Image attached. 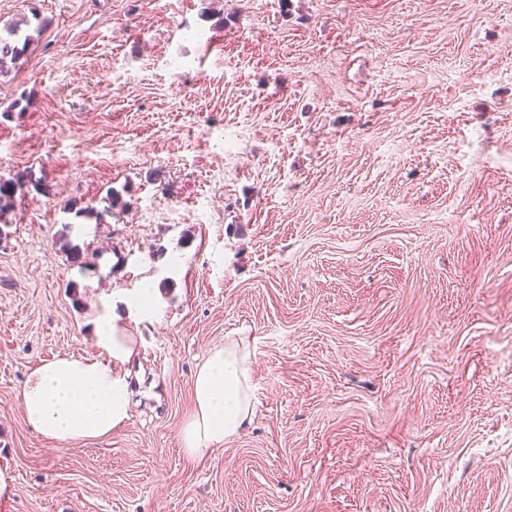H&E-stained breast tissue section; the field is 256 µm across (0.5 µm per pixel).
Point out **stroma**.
Wrapping results in <instances>:
<instances>
[{"instance_id": "35a3bbf8", "label": "stroma", "mask_w": 512, "mask_h": 512, "mask_svg": "<svg viewBox=\"0 0 512 512\" xmlns=\"http://www.w3.org/2000/svg\"><path fill=\"white\" fill-rule=\"evenodd\" d=\"M17 22L0 176L48 192L0 243L9 512H512V0H0ZM107 298L129 414L60 446L19 393L102 358ZM240 336L253 421L190 460L193 374Z\"/></svg>"}]
</instances>
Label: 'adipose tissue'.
<instances>
[{
  "label": "adipose tissue",
  "instance_id": "1",
  "mask_svg": "<svg viewBox=\"0 0 512 512\" xmlns=\"http://www.w3.org/2000/svg\"><path fill=\"white\" fill-rule=\"evenodd\" d=\"M96 342L106 359L57 357L42 362L20 391L27 424L43 438L76 444L111 436L127 417V397L115 362L136 352V339L103 303ZM249 350L240 341L213 346L193 376V411L179 435L184 453L199 460L251 422L255 399Z\"/></svg>",
  "mask_w": 512,
  "mask_h": 512
}]
</instances>
